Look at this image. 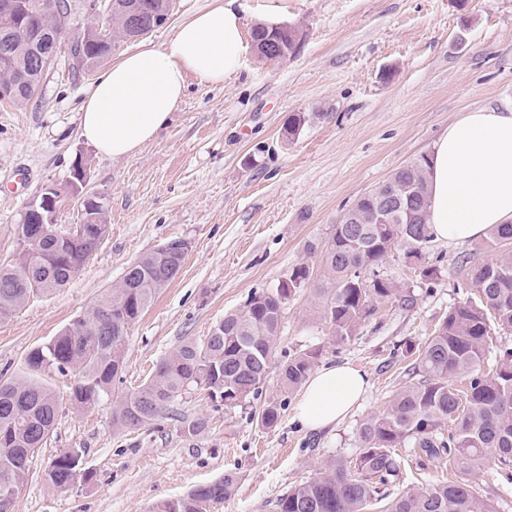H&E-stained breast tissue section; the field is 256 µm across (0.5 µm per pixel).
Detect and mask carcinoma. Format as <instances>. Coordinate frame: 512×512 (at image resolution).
Segmentation results:
<instances>
[{"label":"carcinoma","instance_id":"cac0c4a2","mask_svg":"<svg viewBox=\"0 0 512 512\" xmlns=\"http://www.w3.org/2000/svg\"><path fill=\"white\" fill-rule=\"evenodd\" d=\"M26 3L27 17L42 29L47 44L68 46L72 68L79 73L143 35L131 26L134 9L159 27L170 10L169 0H112L109 37L100 40L88 33L78 47L69 45L70 29L61 22L66 0H56L53 8L50 0ZM252 38L258 57L266 61L295 49L289 34L272 35L266 24L256 25ZM5 42L14 58L32 57L22 28L0 27V47ZM0 83L14 85L11 104L33 100L12 65L0 66ZM426 215L427 157L422 155L357 199L347 222L333 226L322 250L307 244L308 252H320L321 274L306 264L294 267L288 287L252 294L241 310L215 324L205 340L183 341L147 381L114 401L112 384L123 368L129 327L182 266L180 256L166 265L149 250L86 314L27 354L25 375L0 378V488H20L31 459L54 430L59 400L44 378L71 375L69 401L81 410L112 401V425L120 430L177 416L186 434L195 436L207 421L182 415L180 403L198 391L210 397L237 391L243 402L256 396L275 356L286 299L298 289L314 286L321 316L343 342L385 301L411 302L382 271L392 251L400 250L412 270L436 283L440 257L431 256L433 235L423 222ZM107 229L106 224H88L85 232L73 235L61 224H48L39 244L21 246L16 266L0 268V319L30 296L65 286ZM483 248L494 254L492 260L459 257L463 284L475 290V297L452 307L434 335L415 350L410 381L393 392L383 412L361 425L356 458L335 459L319 476L288 488L276 499V512H367L374 506L379 512H494L483 487L466 479L392 492L400 472L395 449L402 446L420 456L446 459L460 472L493 465L506 481L512 480V348L484 368L491 322L512 329V224L491 227ZM318 356L319 351L308 350L283 361L280 390L289 394L304 384ZM279 418L275 402L264 403L257 414L265 428L277 426ZM74 461L70 450L61 452L49 463L46 481L66 488L87 476ZM237 485L236 473L226 472L214 483L156 504L153 512H207L209 504L229 499Z\"/></svg>","mask_w":512,"mask_h":512}]
</instances>
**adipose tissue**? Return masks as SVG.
Returning a JSON list of instances; mask_svg holds the SVG:
<instances>
[{
    "mask_svg": "<svg viewBox=\"0 0 512 512\" xmlns=\"http://www.w3.org/2000/svg\"><path fill=\"white\" fill-rule=\"evenodd\" d=\"M234 3L219 0L162 46L140 48L107 68L81 106L82 137L103 155L133 154L168 123L188 76L216 85L235 74L244 44ZM430 163L429 224L436 239L475 240L512 222V110L465 113L435 142ZM367 386L366 374L350 364H324L306 381L296 417L313 430L334 426Z\"/></svg>",
    "mask_w": 512,
    "mask_h": 512,
    "instance_id": "obj_1",
    "label": "adipose tissue"
}]
</instances>
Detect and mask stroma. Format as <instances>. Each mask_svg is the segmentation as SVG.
Returning <instances> with one entry per match:
<instances>
[{
  "label": "stroma",
  "mask_w": 512,
  "mask_h": 512,
  "mask_svg": "<svg viewBox=\"0 0 512 512\" xmlns=\"http://www.w3.org/2000/svg\"><path fill=\"white\" fill-rule=\"evenodd\" d=\"M244 33L288 23L304 38L282 62L245 48L222 86L189 79L170 122L134 154L110 158L80 136V106L93 76L61 54L38 95L24 107L0 101V266L16 264L17 226L28 203L57 189L56 221L78 223L69 181L88 167L85 193L104 200L101 245L63 288L38 293L0 321V375L11 377L27 353L84 314L143 253L171 239L190 248L176 277L131 325L116 395L136 388L182 340H204L251 294L272 290L299 264L318 265L307 242L326 243L333 224L359 197L416 158L462 114L512 108V0H237ZM303 113L300 134L288 136ZM439 278L427 284L400 255L384 271L413 306L381 304L350 340L337 341L313 289L284 306L277 360L318 350V364H350L369 378L359 405L336 427L311 430L296 418L297 395L269 374L249 402L227 408L189 396L181 414L207 419L185 436L177 418L138 430L112 426V407L79 411L68 402L71 376L50 385L60 401L55 429L35 457L12 512H152L235 471L230 499L208 512H274L289 487L315 477L327 461L353 459L359 430L382 412L407 379L410 348L422 346L450 307L467 297L458 259H488L481 240L432 241ZM277 401L280 421L254 417ZM84 452L89 480L69 488L44 479L62 451ZM398 490L448 477V463L397 450Z\"/></svg>",
  "instance_id": "35a3bbf8"
}]
</instances>
